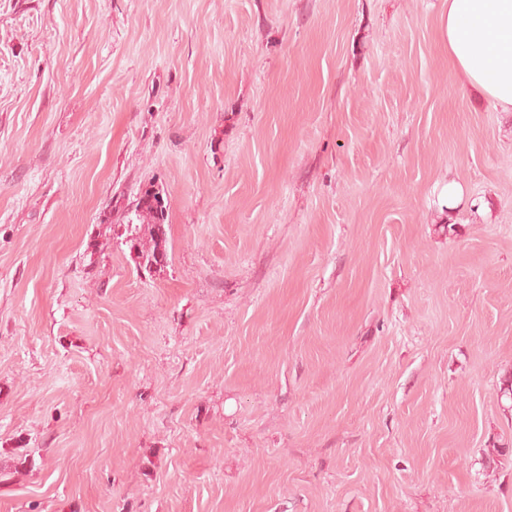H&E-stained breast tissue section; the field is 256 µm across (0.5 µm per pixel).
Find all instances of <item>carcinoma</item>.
I'll return each instance as SVG.
<instances>
[{"label": "carcinoma", "mask_w": 512, "mask_h": 512, "mask_svg": "<svg viewBox=\"0 0 512 512\" xmlns=\"http://www.w3.org/2000/svg\"><path fill=\"white\" fill-rule=\"evenodd\" d=\"M124 224V245L136 269L152 273L167 260V211L160 190H145L127 210Z\"/></svg>", "instance_id": "carcinoma-1"}]
</instances>
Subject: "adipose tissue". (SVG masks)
<instances>
[{
    "mask_svg": "<svg viewBox=\"0 0 512 512\" xmlns=\"http://www.w3.org/2000/svg\"><path fill=\"white\" fill-rule=\"evenodd\" d=\"M448 55L465 82L512 112V0H447Z\"/></svg>",
    "mask_w": 512,
    "mask_h": 512,
    "instance_id": "obj_1",
    "label": "adipose tissue"
}]
</instances>
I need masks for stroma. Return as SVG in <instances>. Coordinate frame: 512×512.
Listing matches in <instances>:
<instances>
[{
  "label": "stroma",
  "instance_id": "35a3bbf8",
  "mask_svg": "<svg viewBox=\"0 0 512 512\" xmlns=\"http://www.w3.org/2000/svg\"><path fill=\"white\" fill-rule=\"evenodd\" d=\"M447 13L0 0V512H512V112ZM146 189L127 210L124 219V245L137 271L151 274L167 260V211L159 189Z\"/></svg>",
  "mask_w": 512,
  "mask_h": 512
}]
</instances>
